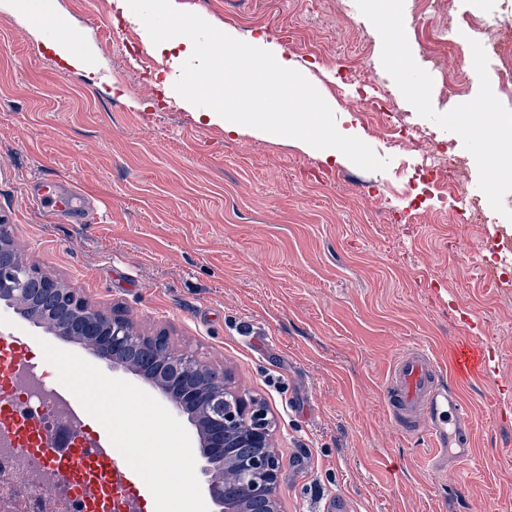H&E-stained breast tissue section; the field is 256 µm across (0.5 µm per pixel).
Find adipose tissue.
<instances>
[{
    "instance_id": "adipose-tissue-1",
    "label": "adipose tissue",
    "mask_w": 512,
    "mask_h": 512,
    "mask_svg": "<svg viewBox=\"0 0 512 512\" xmlns=\"http://www.w3.org/2000/svg\"><path fill=\"white\" fill-rule=\"evenodd\" d=\"M129 9L149 39L150 49L162 53L181 47L182 58L194 65L181 78L185 100L197 106V118L228 133L276 135L301 146L315 147L323 160L345 162L354 156L361 135L345 126L335 110L297 77L295 61L284 51H270L264 38L241 39L234 30L212 29L208 19L189 12L179 0H129ZM0 11L27 20L30 35L48 39L56 53L81 60L83 44L55 12L54 0H0ZM208 32L201 41L197 32ZM459 133L480 151L486 164L512 173V117L485 106L458 117Z\"/></svg>"
}]
</instances>
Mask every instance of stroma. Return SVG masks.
I'll return each mask as SVG.
<instances>
[{
	"instance_id": "obj_1",
	"label": "stroma",
	"mask_w": 512,
	"mask_h": 512,
	"mask_svg": "<svg viewBox=\"0 0 512 512\" xmlns=\"http://www.w3.org/2000/svg\"><path fill=\"white\" fill-rule=\"evenodd\" d=\"M214 28L264 36L296 61L339 117L361 129L359 162L331 164L273 138L197 121L160 78L172 55L151 56L117 0H55L90 52L75 66L0 13V215L14 245L43 272L104 311L227 374L277 420L280 512H512V205L488 204L467 223L461 202L418 194L416 160L356 106L346 66L387 82L388 107L453 143L457 173L479 195L487 168L449 129V112L492 102L512 115L470 42V89L440 100L442 70L423 58L400 0L407 72L365 0H183ZM366 53L350 54L357 43ZM152 57V72L139 59ZM425 89L414 107L407 82ZM59 179L93 201L84 224L41 211L27 192ZM469 335L497 353L488 378L463 391L477 459L426 465L422 436L387 410L394 362L420 347L440 364Z\"/></svg>"
}]
</instances>
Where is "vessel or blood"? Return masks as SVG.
Wrapping results in <instances>:
<instances>
[{"label": "vessel or blood", "instance_id": "vessel-or-blood-1", "mask_svg": "<svg viewBox=\"0 0 512 512\" xmlns=\"http://www.w3.org/2000/svg\"><path fill=\"white\" fill-rule=\"evenodd\" d=\"M29 194L42 209L67 215L78 223L92 207L87 197L59 182L34 185ZM493 359L490 346L465 337L453 347L447 379H440L437 362L424 350L403 353L396 360L385 387L388 408L407 433L420 432L428 439L433 447V465L450 457L461 462L472 459L470 430L464 420L469 407L461 390L483 376ZM29 361L24 343L14 336H0V386L12 385L14 367ZM0 421L12 422L23 444L65 471L90 503L104 505L121 496L128 512H145L133 490L136 473L113 448L108 435L89 430L63 448L44 436L37 421L17 416L11 407L0 404Z\"/></svg>", "mask_w": 512, "mask_h": 512}]
</instances>
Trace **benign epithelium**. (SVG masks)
Returning <instances> with one entry per match:
<instances>
[{
	"label": "benign epithelium",
	"mask_w": 512,
	"mask_h": 512,
	"mask_svg": "<svg viewBox=\"0 0 512 512\" xmlns=\"http://www.w3.org/2000/svg\"><path fill=\"white\" fill-rule=\"evenodd\" d=\"M0 301L22 306L33 322L57 329L62 341L82 339L85 351L114 368L142 373L161 366L162 395L176 411L191 409L204 422L201 472L215 512H278L281 462L271 450L276 421L263 403L243 397L224 373L170 346L163 334L137 332L124 317L104 312L44 273L15 250L5 224H0ZM226 460L236 474L232 485L223 482Z\"/></svg>",
	"instance_id": "obj_1"
}]
</instances>
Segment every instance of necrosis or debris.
I'll return each instance as SVG.
<instances>
[{"instance_id": "4bbe7bcc", "label": "necrosis or debris", "mask_w": 512, "mask_h": 512, "mask_svg": "<svg viewBox=\"0 0 512 512\" xmlns=\"http://www.w3.org/2000/svg\"><path fill=\"white\" fill-rule=\"evenodd\" d=\"M457 2L416 0L414 29L435 48L428 57L429 63L433 68H440L441 49H458L460 31L475 36L484 32L486 24H493L495 36L485 43L484 53L502 92L512 97V7L502 6L484 24L470 16L458 15ZM443 11L448 14L447 23L435 25L434 17ZM345 82L354 88L358 104L379 117L388 132L417 146L420 169L428 175L430 185L444 188L463 200L474 220H485L480 199L468 196L465 188L450 177L460 166L459 158L450 149L436 143L430 135L412 132L396 112L385 109L382 102L388 92L384 84L367 87L355 70L346 76ZM14 382V391L0 394V401L39 421L46 434H55L61 425L80 430L81 421L70 403L59 398L41 375L20 367L14 372ZM80 500L75 486L47 457L24 451L13 430L0 426V512H69Z\"/></svg>"}]
</instances>
